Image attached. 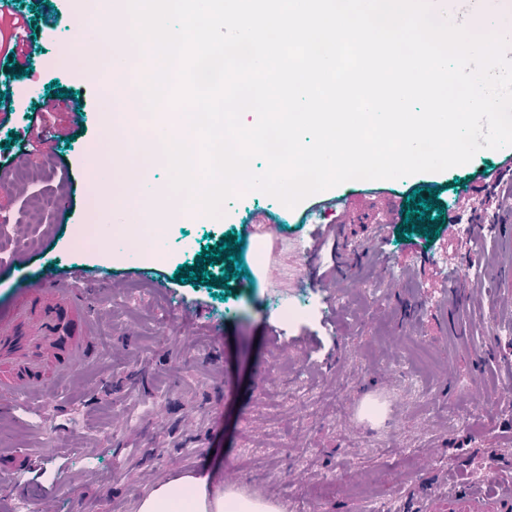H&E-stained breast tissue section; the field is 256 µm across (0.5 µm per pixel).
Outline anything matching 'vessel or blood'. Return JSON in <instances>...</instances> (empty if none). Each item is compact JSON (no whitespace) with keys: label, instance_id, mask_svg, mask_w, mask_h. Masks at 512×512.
<instances>
[{"label":"vessel or blood","instance_id":"b4317fda","mask_svg":"<svg viewBox=\"0 0 512 512\" xmlns=\"http://www.w3.org/2000/svg\"><path fill=\"white\" fill-rule=\"evenodd\" d=\"M87 274L51 278L29 291L25 302L0 315V410L42 400L62 387L74 369L99 350ZM448 512H512V487L489 476L485 487L448 499Z\"/></svg>","mask_w":512,"mask_h":512}]
</instances>
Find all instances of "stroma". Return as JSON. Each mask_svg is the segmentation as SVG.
I'll return each mask as SVG.
<instances>
[{"mask_svg":"<svg viewBox=\"0 0 512 512\" xmlns=\"http://www.w3.org/2000/svg\"><path fill=\"white\" fill-rule=\"evenodd\" d=\"M58 9L31 33L33 73L9 81L17 127L49 83L61 95L49 116L56 140L34 142L23 179L0 192V216L10 219L0 231V313L50 269L116 283L97 307L102 354L62 390L0 415V478L16 490L0 512L40 501L56 512H137L159 484L204 473L214 489L281 512H448L449 495L481 484L488 469L511 483L512 305L501 243L477 222L496 208L483 177L512 159V146L407 180L332 187L349 198L350 223L336 215L306 223L314 196L289 207L257 190L200 220L161 166L153 182L170 215L162 251L142 276L110 242L72 247L78 225L92 221L90 157L111 127L128 121L146 135L180 110L146 104L134 39L121 78L104 57L92 70L66 63L68 24L85 9L81 0H60ZM117 84L138 112L118 113ZM75 98L85 111H71ZM417 188L435 190L445 225L434 240L415 231L404 242L397 229ZM34 197L51 207L32 208ZM259 216L280 239L263 264L252 259ZM230 232L243 239L245 274L226 278L222 296L174 280L179 265ZM451 282L464 285L463 298L445 297ZM302 295L313 314L283 325L278 307ZM182 306L197 320L180 329ZM291 385L308 398H286ZM28 461L48 478L32 480Z\"/></svg>","mask_w":512,"mask_h":512,"instance_id":"obj_1","label":"stroma"}]
</instances>
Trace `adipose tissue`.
<instances>
[{
	"instance_id": "ef3b65f1",
	"label": "adipose tissue",
	"mask_w": 512,
	"mask_h": 512,
	"mask_svg": "<svg viewBox=\"0 0 512 512\" xmlns=\"http://www.w3.org/2000/svg\"><path fill=\"white\" fill-rule=\"evenodd\" d=\"M139 512H273L272 505L211 493L208 477H180L161 485L140 504Z\"/></svg>"
}]
</instances>
